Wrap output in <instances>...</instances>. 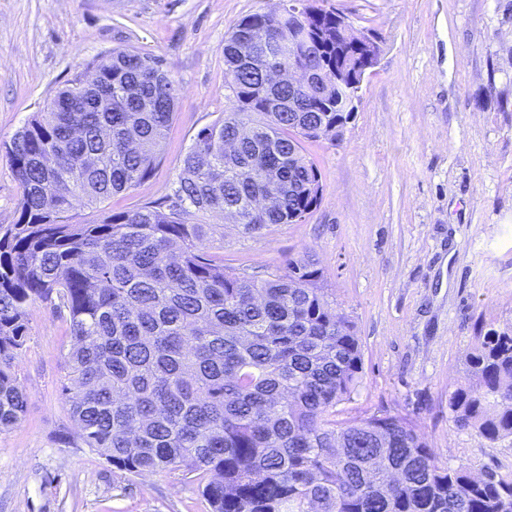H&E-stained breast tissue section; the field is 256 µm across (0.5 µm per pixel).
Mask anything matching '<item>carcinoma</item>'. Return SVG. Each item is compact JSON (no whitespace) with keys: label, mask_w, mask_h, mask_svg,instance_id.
Here are the masks:
<instances>
[{"label":"carcinoma","mask_w":512,"mask_h":512,"mask_svg":"<svg viewBox=\"0 0 512 512\" xmlns=\"http://www.w3.org/2000/svg\"><path fill=\"white\" fill-rule=\"evenodd\" d=\"M330 47L315 68L345 63L336 16L314 20ZM284 13L242 18L224 40L232 111L201 129L170 193L129 211L99 206L149 179L175 117L178 87L157 57L96 60V88L76 76L4 144L21 191L0 225V432L27 407L15 371L39 300L67 314L62 394L83 444L118 470L195 475L211 512H512V473H472L431 448L407 417L342 418L361 383L354 325L310 258L264 275L224 267V225L300 224L320 204V172L292 130L306 115L336 137L352 107L329 83L288 111V85L262 45L288 42ZM278 169L276 207L253 213ZM99 211L66 223L73 201ZM448 415L489 441L512 437V332H478Z\"/></svg>","instance_id":"cac0c4a2"}]
</instances>
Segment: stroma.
Listing matches in <instances>:
<instances>
[{"instance_id":"stroma-1","label":"stroma","mask_w":512,"mask_h":512,"mask_svg":"<svg viewBox=\"0 0 512 512\" xmlns=\"http://www.w3.org/2000/svg\"><path fill=\"white\" fill-rule=\"evenodd\" d=\"M376 37L378 63L336 139L305 142L320 205L300 224L246 234L222 215L224 263L284 270L315 259L354 325L362 383L353 413L410 416L432 448L473 473L512 469L448 418L478 329L512 330V0H314ZM280 0H0V225L21 190L3 145L46 100L115 50L157 57L179 88L151 178L105 202L167 194L197 133L229 107L224 39ZM16 361L24 418L0 433V512H209L181 473L130 474L86 448L60 393L65 316L29 308Z\"/></svg>"}]
</instances>
